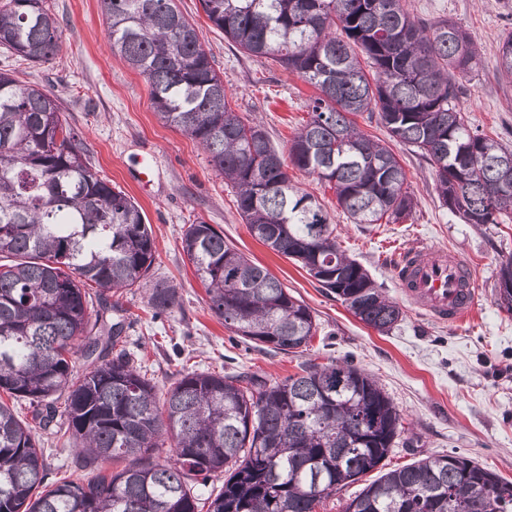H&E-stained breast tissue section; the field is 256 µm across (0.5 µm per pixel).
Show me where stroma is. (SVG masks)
Returning a JSON list of instances; mask_svg holds the SVG:
<instances>
[{"label":"stroma","mask_w":512,"mask_h":512,"mask_svg":"<svg viewBox=\"0 0 512 512\" xmlns=\"http://www.w3.org/2000/svg\"><path fill=\"white\" fill-rule=\"evenodd\" d=\"M197 26L201 41L224 79L236 112L260 122L272 145L287 152L310 119L316 89L278 66L243 55L204 15L199 0H176ZM62 29L63 47L48 62L30 63L0 53V69L59 97L68 121L100 176L140 205L151 226L155 281L177 286L180 304L153 318L141 289L114 295L123 339L166 391L179 373L245 370L269 382L299 373L303 364L351 361L373 375L403 419L385 469L426 456L458 453L512 481V313L496 301L500 262L512 254V218L468 224L443 206L431 165L394 145L416 199L413 217L396 224H356L336 204V194L315 177L289 168L293 183L328 213L337 242L397 301L405 319L382 335L356 319L299 264L255 239L237 213L233 191L210 165L202 148L164 125L150 104V90L136 71L111 51L98 0H46ZM415 16L449 18L479 47L481 65L465 85L459 105L472 129L512 146V87L498 83L500 38L512 31V0H406ZM151 165L152 182L137 173ZM202 218L227 244L265 267L311 310L318 332L307 351L284 353L242 340L209 309L205 289L188 263L181 239L191 219ZM439 246L468 259L477 301L462 323L451 326L413 306L397 285L392 257L415 244ZM66 414L39 431L50 479L79 478L76 449L64 442Z\"/></svg>","instance_id":"stroma-1"}]
</instances>
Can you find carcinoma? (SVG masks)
I'll list each match as a JSON object with an SVG mask.
<instances>
[{
	"label": "carcinoma",
	"mask_w": 512,
	"mask_h": 512,
	"mask_svg": "<svg viewBox=\"0 0 512 512\" xmlns=\"http://www.w3.org/2000/svg\"><path fill=\"white\" fill-rule=\"evenodd\" d=\"M112 53L150 87L154 111L190 136L235 190L236 210L273 252L292 259L366 326L387 334L399 304L340 250L323 207L288 165L334 188L356 224L412 217L416 202L386 145L358 130L368 113L435 171L442 205L468 224L512 214V149L469 129L459 107L479 63L449 19L411 15L404 0H200L249 57L313 85L312 116L288 155L231 107L224 80L175 0H99ZM44 0H0V49L46 62L62 47ZM367 60V76L361 60ZM512 83V32L495 69ZM182 251L210 310L236 335L295 353L318 331L309 308L270 272L195 219ZM155 241L142 208L94 171L60 100L0 69V512H315L386 458L400 415L378 382L348 363L306 364L269 383L247 372H186L158 398L136 355L117 348L106 298L146 290L152 318L178 305L151 282ZM90 362L83 377L72 359ZM69 420L84 478L48 481L34 427ZM170 441L172 457L152 459ZM133 462L113 472L107 464ZM224 478L215 496L201 489ZM343 512H512V482L459 454L427 456L365 485Z\"/></svg>",
	"instance_id": "carcinoma-1"
}]
</instances>
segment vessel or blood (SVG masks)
Instances as JSON below:
<instances>
[{
	"mask_svg": "<svg viewBox=\"0 0 512 512\" xmlns=\"http://www.w3.org/2000/svg\"><path fill=\"white\" fill-rule=\"evenodd\" d=\"M393 267L404 295L437 321L460 323L475 305L476 292L464 259L414 244L394 256Z\"/></svg>",
	"mask_w": 512,
	"mask_h": 512,
	"instance_id": "vessel-or-blood-1",
	"label": "vessel or blood"
}]
</instances>
